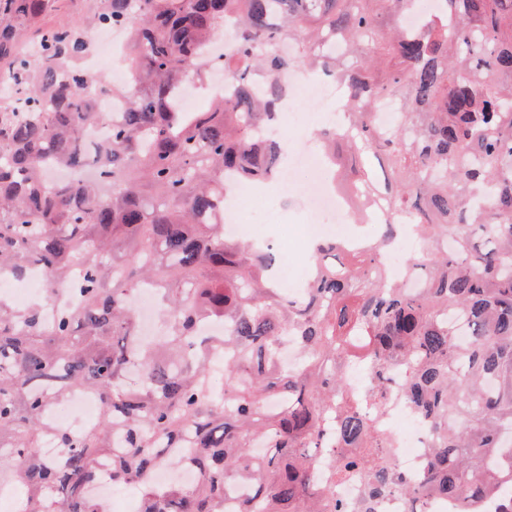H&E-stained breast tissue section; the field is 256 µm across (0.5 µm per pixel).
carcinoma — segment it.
<instances>
[{
  "mask_svg": "<svg viewBox=\"0 0 512 512\" xmlns=\"http://www.w3.org/2000/svg\"><path fill=\"white\" fill-rule=\"evenodd\" d=\"M61 2L0 0V74L14 86L0 93V278L36 264L45 296L73 279L81 295L50 326L41 301L0 298V474L17 482L21 512H100L85 488L109 454L112 483L139 490V512H226L238 485L236 512H379L395 495L408 512H430L432 497L512 512V0H444L412 32L402 26L412 0H94L81 23L31 30ZM232 16L234 92L183 111L180 84L206 76L207 47ZM100 25L129 27L121 87L75 66ZM336 37L364 54L360 66L325 49ZM286 40L349 91L345 127L323 141L386 152L396 183L377 238L315 243L299 299L266 276L273 251L218 220L225 173H277L280 143L257 130L274 125ZM383 54L395 64L380 67ZM258 79L262 98L251 95ZM96 89L125 110L94 111ZM387 98L414 137L376 124ZM96 124L108 127L102 149L82 141ZM58 163L93 165L96 180L50 185ZM375 198L368 181L355 187L360 210ZM399 226L420 240L405 259L424 270L414 291L383 264ZM147 285L163 333L144 344L130 299ZM284 336L301 353L295 367L283 363ZM79 390L96 395L99 423L47 425L50 407ZM395 393L430 439L421 483L391 460L378 427ZM45 440L59 458L41 456ZM182 467L198 481L149 479ZM349 481L363 488L356 504L336 499Z\"/></svg>",
  "mask_w": 512,
  "mask_h": 512,
  "instance_id": "obj_1",
  "label": "carcinoma"
}]
</instances>
